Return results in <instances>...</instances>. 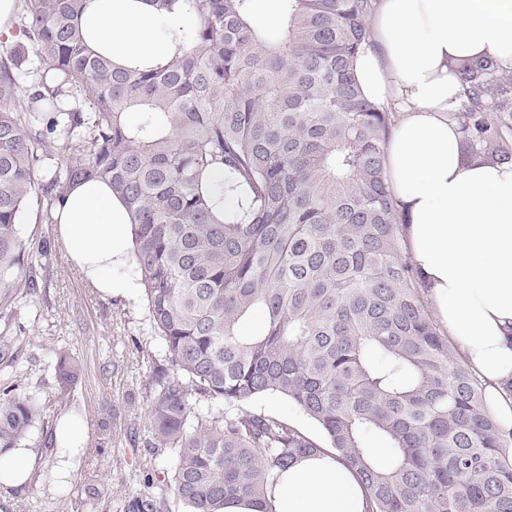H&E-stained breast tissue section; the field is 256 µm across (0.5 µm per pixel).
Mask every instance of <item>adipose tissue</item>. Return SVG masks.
Returning <instances> with one entry per match:
<instances>
[{"label": "adipose tissue", "instance_id": "ef3b65f1", "mask_svg": "<svg viewBox=\"0 0 512 512\" xmlns=\"http://www.w3.org/2000/svg\"><path fill=\"white\" fill-rule=\"evenodd\" d=\"M194 25L182 0H86L81 31L89 51L125 68H155L181 54ZM371 42L355 73L364 95L394 112L385 153L390 192L412 263L439 323L483 387L502 432L512 431V161L463 163L452 120L461 85L448 63L489 58L512 70V0H376ZM70 261L102 296L130 298L124 273L131 219L111 188L75 185L55 213ZM86 442L82 419L55 430L56 485L72 478ZM34 453L0 448V489L24 484ZM272 512H365L352 473L334 453L299 458L267 494Z\"/></svg>", "mask_w": 512, "mask_h": 512}]
</instances>
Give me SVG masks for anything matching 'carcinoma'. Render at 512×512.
Here are the masks:
<instances>
[{
	"instance_id": "1",
	"label": "carcinoma",
	"mask_w": 512,
	"mask_h": 512,
	"mask_svg": "<svg viewBox=\"0 0 512 512\" xmlns=\"http://www.w3.org/2000/svg\"><path fill=\"white\" fill-rule=\"evenodd\" d=\"M279 2L282 26L266 33L253 0H185L187 49L139 71L85 47L86 0H30L24 40L0 54V447L40 420L16 380L7 310L50 274L49 246L24 241L21 218L36 206L53 224L68 187L99 180L133 218L139 284L168 361L151 373L149 420L187 512L263 504L280 472L325 450L286 420L239 408L268 393L319 424L366 512H512V433L428 309L387 183L391 113L355 76L374 0ZM30 47L48 70L25 96L15 71ZM449 68L465 156L511 161L505 70L467 58ZM74 90L89 109H63ZM59 149L49 180L36 181ZM224 192L238 200L218 213L211 198ZM257 312L259 329L241 333ZM74 372L60 357L61 387ZM145 485L119 512H170L151 477Z\"/></svg>"
}]
</instances>
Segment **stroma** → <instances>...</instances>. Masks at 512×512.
<instances>
[{
	"label": "stroma",
	"instance_id": "stroma-1",
	"mask_svg": "<svg viewBox=\"0 0 512 512\" xmlns=\"http://www.w3.org/2000/svg\"><path fill=\"white\" fill-rule=\"evenodd\" d=\"M12 311L25 328L20 384L38 399L41 419L26 440L36 456L31 480L21 489L0 490V512H116L120 499L142 489L147 473L155 479L153 492L164 489L169 454L153 449L148 411L151 370L165 354L144 298L102 297L59 251L49 279L39 282L36 294L17 298ZM59 352L80 368L66 390L52 368ZM243 408L324 440L317 423L281 395L256 397ZM67 413L86 421L87 440L72 483L60 491L47 476L57 460L51 432Z\"/></svg>",
	"mask_w": 512,
	"mask_h": 512
}]
</instances>
